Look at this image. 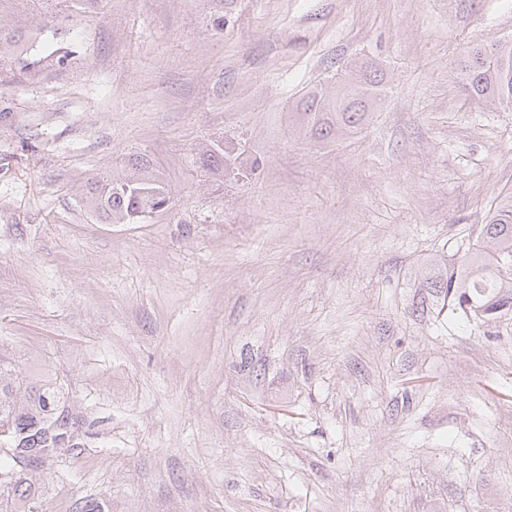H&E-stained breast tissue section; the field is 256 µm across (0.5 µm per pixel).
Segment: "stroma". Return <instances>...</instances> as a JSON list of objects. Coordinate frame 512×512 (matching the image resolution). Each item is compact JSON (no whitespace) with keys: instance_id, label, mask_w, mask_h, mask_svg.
Masks as SVG:
<instances>
[{"instance_id":"obj_1","label":"stroma","mask_w":512,"mask_h":512,"mask_svg":"<svg viewBox=\"0 0 512 512\" xmlns=\"http://www.w3.org/2000/svg\"><path fill=\"white\" fill-rule=\"evenodd\" d=\"M62 69L0 58V361L80 428L39 512H512V320L425 285L512 189V112L456 88L512 0H0ZM355 58L388 77L356 137L294 133ZM222 137L264 165L226 183ZM134 153L168 211L80 200Z\"/></svg>"}]
</instances>
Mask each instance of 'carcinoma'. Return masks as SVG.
<instances>
[{
	"label": "carcinoma",
	"mask_w": 512,
	"mask_h": 512,
	"mask_svg": "<svg viewBox=\"0 0 512 512\" xmlns=\"http://www.w3.org/2000/svg\"><path fill=\"white\" fill-rule=\"evenodd\" d=\"M20 39L0 23V56L18 47ZM454 80L475 101L512 108V39L467 47ZM383 81L384 74L373 61L346 63L336 77L334 93L317 88L303 98L299 132L324 141L356 134L380 99ZM196 156L202 168L226 182L263 166L259 158L243 155L239 144L228 139L201 145ZM116 183L130 186L131 191H113ZM82 201L104 224H131L140 211L168 210L171 189L152 160L133 155L122 177L89 182ZM438 286L448 289V300L468 319L487 325L512 319V192L488 210L463 258L448 261V275L426 281L428 288ZM80 447L62 385L43 380L19 402L16 387L4 381L0 365V512H35L38 487L32 477L46 473L60 453L72 454Z\"/></svg>",
	"instance_id": "obj_1"
}]
</instances>
